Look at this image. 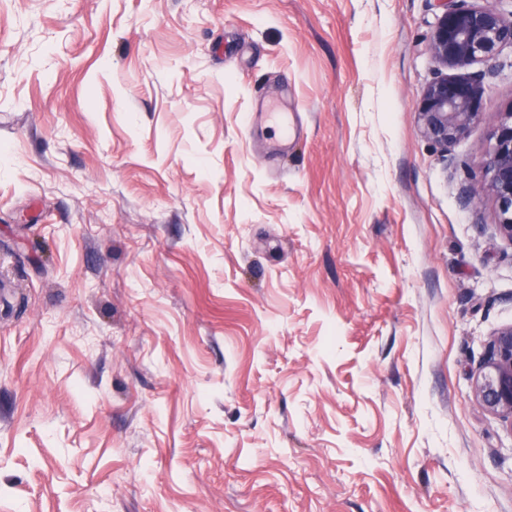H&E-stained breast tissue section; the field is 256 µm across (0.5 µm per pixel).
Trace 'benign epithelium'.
Wrapping results in <instances>:
<instances>
[{
  "instance_id": "7a95c632",
  "label": "benign epithelium",
  "mask_w": 512,
  "mask_h": 512,
  "mask_svg": "<svg viewBox=\"0 0 512 512\" xmlns=\"http://www.w3.org/2000/svg\"><path fill=\"white\" fill-rule=\"evenodd\" d=\"M435 2L436 19L428 42L433 59L447 68L486 66L477 73L436 78L417 102L423 135L446 151L484 114L485 78L502 49L512 46V14L466 6L462 0ZM493 138L482 189L494 197L499 231L512 242V112L504 113ZM473 392L482 409L512 423V325L493 335L474 374Z\"/></svg>"
}]
</instances>
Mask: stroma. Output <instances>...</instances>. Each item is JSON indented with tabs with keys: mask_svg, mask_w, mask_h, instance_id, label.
Returning <instances> with one entry per match:
<instances>
[{
	"mask_svg": "<svg viewBox=\"0 0 512 512\" xmlns=\"http://www.w3.org/2000/svg\"><path fill=\"white\" fill-rule=\"evenodd\" d=\"M435 12L0 0V512H512V48L441 149ZM493 150L484 163L482 190L496 201L499 231L512 241V112L504 113L496 125ZM477 404L512 426V325L492 337L488 353L473 377Z\"/></svg>",
	"mask_w": 512,
	"mask_h": 512,
	"instance_id": "stroma-1",
	"label": "stroma"
}]
</instances>
